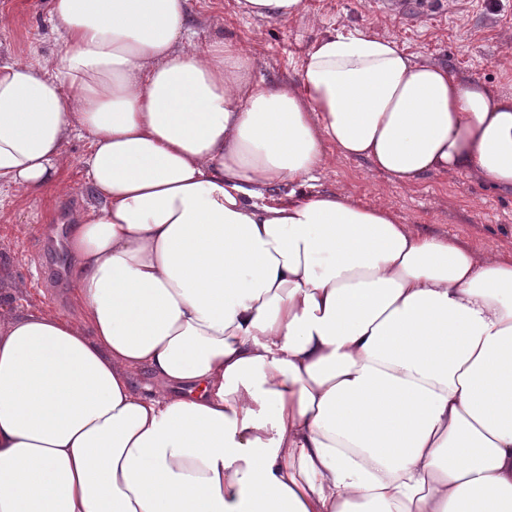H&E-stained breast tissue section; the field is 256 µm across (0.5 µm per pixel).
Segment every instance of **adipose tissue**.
I'll list each match as a JSON object with an SVG mask.
<instances>
[{
    "label": "adipose tissue",
    "instance_id": "ef3b65f1",
    "mask_svg": "<svg viewBox=\"0 0 512 512\" xmlns=\"http://www.w3.org/2000/svg\"><path fill=\"white\" fill-rule=\"evenodd\" d=\"M49 14L61 52L0 63V188L75 195L81 132L92 201L77 317L0 267V512H512V248L309 189L333 154L512 188V96L371 32L265 87L188 0ZM89 141L85 135H73L64 147L62 177L71 184L81 185L85 181L82 157L87 152Z\"/></svg>",
    "mask_w": 512,
    "mask_h": 512
}]
</instances>
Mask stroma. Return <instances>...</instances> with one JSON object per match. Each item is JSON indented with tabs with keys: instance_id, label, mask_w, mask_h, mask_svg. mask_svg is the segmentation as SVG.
Listing matches in <instances>:
<instances>
[{
	"instance_id": "1",
	"label": "stroma",
	"mask_w": 512,
	"mask_h": 512,
	"mask_svg": "<svg viewBox=\"0 0 512 512\" xmlns=\"http://www.w3.org/2000/svg\"><path fill=\"white\" fill-rule=\"evenodd\" d=\"M303 16L265 21L241 14L236 0H191L194 41L233 39L250 49L254 77L264 84L298 82L305 53L325 31H369L415 56L445 64L454 75L512 94V0H419L414 13L391 14L373 0H304ZM0 63L62 49L49 0H0ZM321 190L342 189L368 205H385L426 233L457 236L481 250L512 243V190H494L462 175L424 177L411 189L394 187L364 161L332 158L318 175ZM78 196L24 197L0 190V264L12 267L19 305L51 307L73 317L72 264L64 239Z\"/></svg>"
}]
</instances>
